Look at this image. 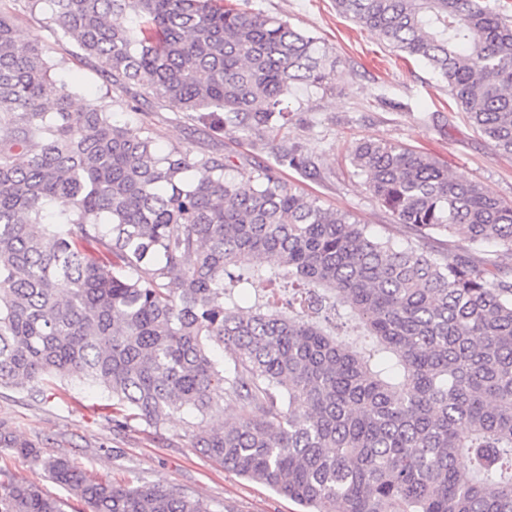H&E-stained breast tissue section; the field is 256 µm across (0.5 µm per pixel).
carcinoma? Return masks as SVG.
<instances>
[{"label":"carcinoma","mask_w":512,"mask_h":512,"mask_svg":"<svg viewBox=\"0 0 512 512\" xmlns=\"http://www.w3.org/2000/svg\"><path fill=\"white\" fill-rule=\"evenodd\" d=\"M108 78L76 103L60 62L0 12V387L48 398L78 379L158 431L171 415L243 414L193 435L227 470L305 512H512V269L436 254L458 236L512 255V204L437 157L363 139L352 164L415 238L377 236L287 183L314 159L280 136L298 85L326 87L325 47L214 0H24ZM426 62L469 122L512 156V27L484 0H336ZM235 127L275 163L158 147L112 119V93ZM237 269L238 273L231 272ZM266 282L243 309L234 291ZM288 280V314L279 306ZM351 315L376 349L336 340ZM0 448L69 491L0 465V512H211L158 486L92 479L19 440ZM425 247L430 250L436 251L435 253H444L453 255L455 253L469 252L471 250L467 242L461 241L458 238L451 237H437L435 239H425L422 241Z\"/></svg>","instance_id":"cac0c4a2"}]
</instances>
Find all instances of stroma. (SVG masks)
Returning a JSON list of instances; mask_svg holds the SVG:
<instances>
[{
  "label": "stroma",
  "mask_w": 512,
  "mask_h": 512,
  "mask_svg": "<svg viewBox=\"0 0 512 512\" xmlns=\"http://www.w3.org/2000/svg\"><path fill=\"white\" fill-rule=\"evenodd\" d=\"M225 5L287 20L320 38L335 66L324 89L299 86L290 102L294 112L285 136L317 159L320 175L310 179L286 170L284 178L336 210L352 214L374 233L403 240L405 228L370 195L365 177L350 161L363 138L407 144L441 159L452 177L473 180L512 203V156L468 123L448 94V86L423 62L403 59L379 36L341 15L335 0H224ZM0 11L14 19L20 45L43 46L59 60L56 78L78 87L88 99L105 91L100 69L84 59L76 44L51 20L48 7L24 8L21 0H0ZM113 119L131 132L150 128L161 148L191 154H224L236 163H271L250 137L228 127L211 131L199 120L159 104L133 110L120 104ZM0 422L19 438L42 442L46 453L69 456L95 478L171 488L202 498L212 512H303L302 506L261 483L225 470L193 446L181 416L156 432L131 420L116 428L105 398L73 382L54 386L47 400L0 388Z\"/></svg>",
  "instance_id": "35a3bbf8"
}]
</instances>
